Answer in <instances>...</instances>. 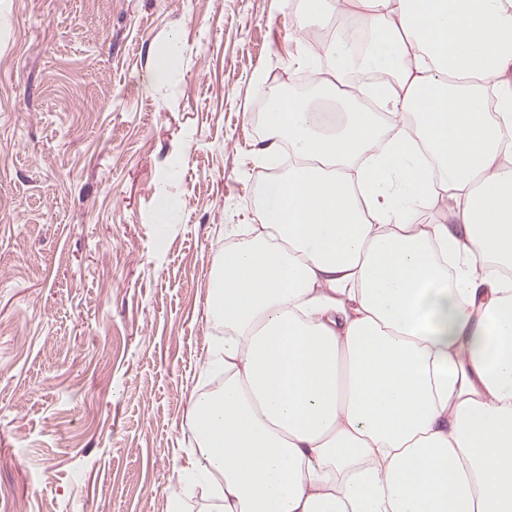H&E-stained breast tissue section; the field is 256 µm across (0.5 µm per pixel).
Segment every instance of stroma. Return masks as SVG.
<instances>
[{
	"label": "stroma",
	"mask_w": 512,
	"mask_h": 512,
	"mask_svg": "<svg viewBox=\"0 0 512 512\" xmlns=\"http://www.w3.org/2000/svg\"><path fill=\"white\" fill-rule=\"evenodd\" d=\"M335 22L334 0H0V500L167 512L224 333L214 255L285 171L255 154L262 99Z\"/></svg>",
	"instance_id": "stroma-1"
}]
</instances>
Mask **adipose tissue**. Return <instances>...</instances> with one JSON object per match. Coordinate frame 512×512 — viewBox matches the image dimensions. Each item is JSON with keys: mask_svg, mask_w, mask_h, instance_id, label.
Instances as JSON below:
<instances>
[{"mask_svg": "<svg viewBox=\"0 0 512 512\" xmlns=\"http://www.w3.org/2000/svg\"><path fill=\"white\" fill-rule=\"evenodd\" d=\"M336 10L298 59L312 83L348 84L319 61L358 31L392 80L365 86L375 112H265L260 156L293 160L213 262L224 380L189 397L169 512H512V0ZM438 196L448 223H422Z\"/></svg>", "mask_w": 512, "mask_h": 512, "instance_id": "obj_1", "label": "adipose tissue"}]
</instances>
